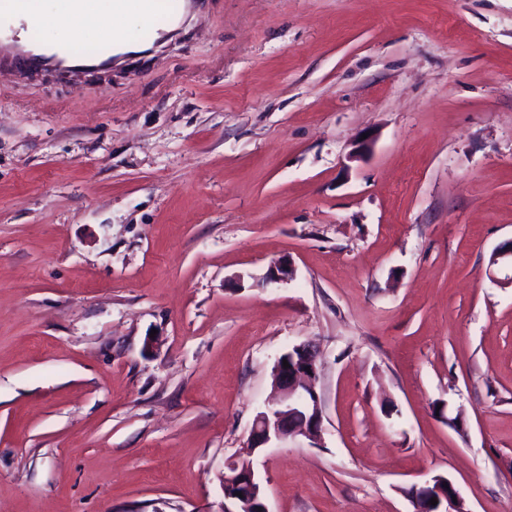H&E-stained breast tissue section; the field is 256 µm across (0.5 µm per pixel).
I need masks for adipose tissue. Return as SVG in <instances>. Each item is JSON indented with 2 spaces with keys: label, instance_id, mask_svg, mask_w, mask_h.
<instances>
[{
  "label": "adipose tissue",
  "instance_id": "obj_1",
  "mask_svg": "<svg viewBox=\"0 0 512 512\" xmlns=\"http://www.w3.org/2000/svg\"><path fill=\"white\" fill-rule=\"evenodd\" d=\"M37 23H48L64 30H79L106 25L114 32H122V20L145 23L146 17L133 10L116 15L112 12L111 0H70L67 6L39 5L34 13Z\"/></svg>",
  "mask_w": 512,
  "mask_h": 512
}]
</instances>
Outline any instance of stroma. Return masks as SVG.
<instances>
[{
	"mask_svg": "<svg viewBox=\"0 0 512 512\" xmlns=\"http://www.w3.org/2000/svg\"><path fill=\"white\" fill-rule=\"evenodd\" d=\"M512 0H198L0 82V512H512ZM282 258L292 279L269 282ZM318 351L319 442L249 450ZM192 1L193 0H179L172 15L168 19L167 24L163 27L154 29L151 37L147 41L142 42V46H145L151 42H155L157 44L164 43L172 38L177 31V28L181 24L188 4ZM228 487L242 488V497L229 496ZM224 498L234 506V510L224 507L225 512H270L265 502L260 483L256 477L252 462H233L224 470ZM261 507V511H258ZM443 483H447V487H443ZM412 490L414 495L410 501L413 512H468L459 492L447 477L436 476L422 485H414ZM433 497H436V505L429 504ZM453 497H456V501H453Z\"/></svg>",
	"mask_w": 512,
	"mask_h": 512,
	"instance_id": "obj_1",
	"label": "stroma"
}]
</instances>
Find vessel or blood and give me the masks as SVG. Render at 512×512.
Masks as SVG:
<instances>
[{
	"instance_id": "1",
	"label": "vessel or blood",
	"mask_w": 512,
	"mask_h": 512,
	"mask_svg": "<svg viewBox=\"0 0 512 512\" xmlns=\"http://www.w3.org/2000/svg\"><path fill=\"white\" fill-rule=\"evenodd\" d=\"M189 2L178 0L167 24L154 29L152 42L160 44L174 36ZM31 20L26 0H0V79L20 70L76 73L89 67L108 68L114 60L132 51L131 44L116 35L109 40L105 51L94 55H78L64 47L30 42L21 37L20 29Z\"/></svg>"
}]
</instances>
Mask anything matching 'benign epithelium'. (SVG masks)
<instances>
[{
  "instance_id": "1",
  "label": "benign epithelium",
  "mask_w": 512,
  "mask_h": 512,
  "mask_svg": "<svg viewBox=\"0 0 512 512\" xmlns=\"http://www.w3.org/2000/svg\"><path fill=\"white\" fill-rule=\"evenodd\" d=\"M292 266L288 259L274 262L268 269L266 280L279 282L288 279ZM288 366L277 360L273 380L280 396L260 411L253 422L249 446L267 448L288 438L303 435L316 439L322 431L321 399L314 389L318 376L317 352L308 344H298L287 351ZM224 487L242 489V496L224 495L234 509L225 512H269L252 462H233L224 470ZM411 503L414 512H469L453 482L443 476L412 487ZM437 504L431 505V498Z\"/></svg>"
}]
</instances>
